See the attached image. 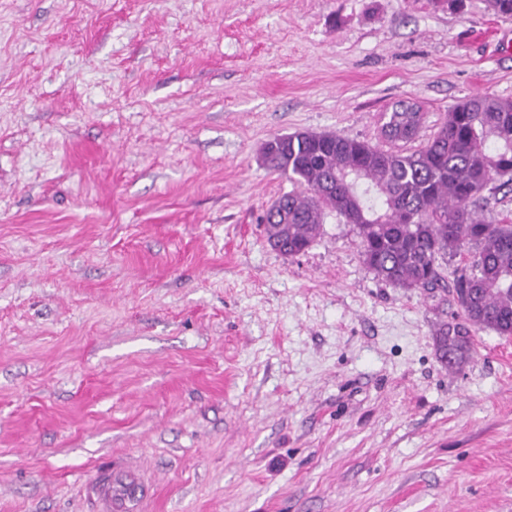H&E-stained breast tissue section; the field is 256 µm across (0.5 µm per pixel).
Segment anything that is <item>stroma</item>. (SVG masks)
<instances>
[{"mask_svg": "<svg viewBox=\"0 0 512 512\" xmlns=\"http://www.w3.org/2000/svg\"><path fill=\"white\" fill-rule=\"evenodd\" d=\"M512 100V16L483 0H0V512H512V337L436 334L326 213L287 256L270 139L421 138ZM406 112H388L384 115L387 119L382 125V132L387 141L393 144L407 143L414 140L422 127L423 115L410 103L402 102ZM409 112L420 113L419 119L413 121ZM385 128H389L387 132ZM94 484L98 512H136L147 496L149 485L139 469L105 470Z\"/></svg>", "mask_w": 512, "mask_h": 512, "instance_id": "stroma-1", "label": "stroma"}]
</instances>
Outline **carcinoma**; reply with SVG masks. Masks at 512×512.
<instances>
[{"label": "carcinoma", "instance_id": "carcinoma-1", "mask_svg": "<svg viewBox=\"0 0 512 512\" xmlns=\"http://www.w3.org/2000/svg\"><path fill=\"white\" fill-rule=\"evenodd\" d=\"M384 118L383 135L393 144L414 140L422 127L407 112ZM263 152L273 170L301 188L267 212L268 243L299 254L332 211L355 226L375 277L428 291L438 286V259L466 248L470 268L453 287L461 321L439 331L442 360L452 367L465 363L475 329L512 336V224L488 223L475 210L489 185L512 188V101L466 98L410 152L311 132L294 133L286 144L275 137Z\"/></svg>", "mask_w": 512, "mask_h": 512}]
</instances>
